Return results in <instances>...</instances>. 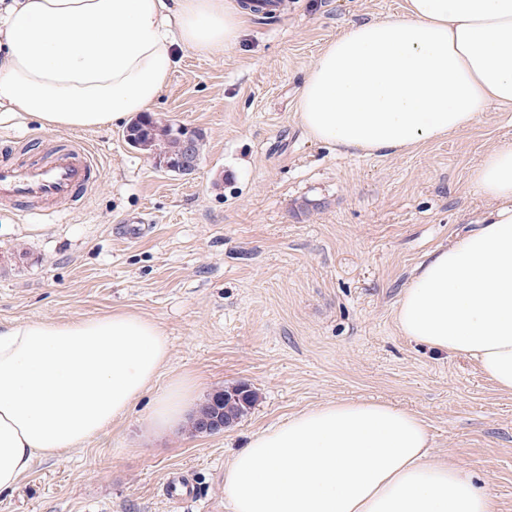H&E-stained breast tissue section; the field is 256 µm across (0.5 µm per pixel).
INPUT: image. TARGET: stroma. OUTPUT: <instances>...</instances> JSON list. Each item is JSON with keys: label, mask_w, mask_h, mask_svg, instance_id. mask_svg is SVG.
<instances>
[{"label": "stroma", "mask_w": 512, "mask_h": 512, "mask_svg": "<svg viewBox=\"0 0 512 512\" xmlns=\"http://www.w3.org/2000/svg\"><path fill=\"white\" fill-rule=\"evenodd\" d=\"M405 0H283L238 44L178 50L151 110L204 136L196 171L155 167L125 126L79 131L100 159L91 194L58 212L0 209V326L129 311L171 343L158 382L189 373L201 398L245 384L258 399L217 434L144 437L145 395L111 437L39 462L0 512H230L224 463L255 432L317 403L391 402L421 415L453 458L512 512V394L463 356L401 336L394 313L416 266L469 230L486 203L470 174L512 141V106L398 155L345 154L307 137L296 105L323 47ZM61 134L0 113V140L48 152ZM191 487L169 495V475Z\"/></svg>", "instance_id": "obj_1"}]
</instances>
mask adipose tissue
<instances>
[{
  "label": "adipose tissue",
  "mask_w": 512,
  "mask_h": 512,
  "mask_svg": "<svg viewBox=\"0 0 512 512\" xmlns=\"http://www.w3.org/2000/svg\"><path fill=\"white\" fill-rule=\"evenodd\" d=\"M245 20L238 0H0V111L47 130L121 124L161 96L176 47L224 52ZM493 104L512 105V0H406L326 44L297 116L316 142L400 154ZM471 184L489 204L482 223L417 268L395 323L512 393V142L483 155ZM169 359L161 325L132 312L0 329V492L108 438L146 393L144 433L179 431L200 382L157 387ZM224 498L232 512H497L461 464L432 457L417 413L373 399L322 402L254 433L224 465Z\"/></svg>",
  "instance_id": "adipose-tissue-1"
}]
</instances>
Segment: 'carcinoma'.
Returning <instances> with one entry per match:
<instances>
[{
  "label": "carcinoma",
  "mask_w": 512,
  "mask_h": 512,
  "mask_svg": "<svg viewBox=\"0 0 512 512\" xmlns=\"http://www.w3.org/2000/svg\"><path fill=\"white\" fill-rule=\"evenodd\" d=\"M126 140L148 155L155 165L172 172L189 175L193 170L180 165L183 147V132L180 127L163 122L145 112L130 124ZM223 404L218 406L221 415L238 421L256 402V393L249 386L239 384L223 391Z\"/></svg>",
  "instance_id": "obj_1"
}]
</instances>
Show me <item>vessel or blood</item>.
<instances>
[{
  "label": "vessel or blood",
  "instance_id": "b4317fda",
  "mask_svg": "<svg viewBox=\"0 0 512 512\" xmlns=\"http://www.w3.org/2000/svg\"><path fill=\"white\" fill-rule=\"evenodd\" d=\"M99 163L82 146H61L48 159L0 162V207L52 208L76 199L97 183Z\"/></svg>",
  "mask_w": 512,
  "mask_h": 512
}]
</instances>
